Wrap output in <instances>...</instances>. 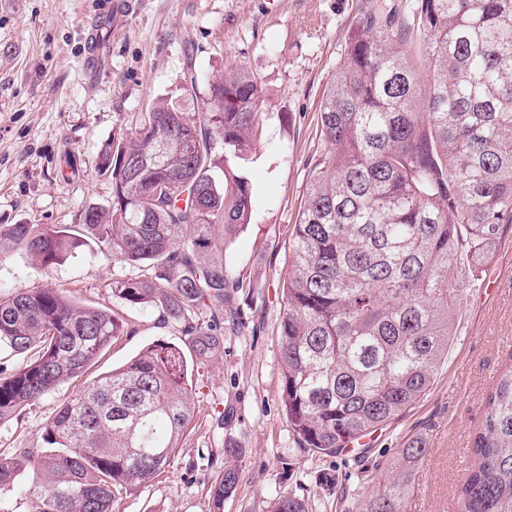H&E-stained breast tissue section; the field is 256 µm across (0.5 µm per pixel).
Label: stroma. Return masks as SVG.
I'll list each match as a JSON object with an SVG mask.
<instances>
[{
  "instance_id": "obj_1",
  "label": "stroma",
  "mask_w": 512,
  "mask_h": 512,
  "mask_svg": "<svg viewBox=\"0 0 512 512\" xmlns=\"http://www.w3.org/2000/svg\"><path fill=\"white\" fill-rule=\"evenodd\" d=\"M388 0H138L102 43L99 66H83L84 31L99 0H5L0 5V224L70 226L90 207L112 203L96 170L101 145L131 134L156 99L185 112L209 111L210 85L228 65L261 88L260 140L245 165L250 224L227 246L226 263L249 290L245 326L224 328L209 361L189 359L198 414L165 472L116 495L114 512H210L209 488L224 467V443L242 446L239 482L224 512H269L279 495L304 496L308 512H359L398 448L426 438L406 512H456L454 493L472 463L469 448L495 376L512 361V228L486 267V288L465 287L457 332L430 392L364 446L329 456L299 448L281 404L277 337L280 280L307 178L320 149L323 91L358 19ZM200 79L184 88L186 56ZM76 174L58 175L64 158ZM86 239L49 271L19 251L0 259V299L18 288L53 286L129 324L82 378L61 384L21 420L0 424V455L42 445L40 429L97 376L149 345L180 344L177 324L150 306L112 295V282L137 276Z\"/></svg>"
}]
</instances>
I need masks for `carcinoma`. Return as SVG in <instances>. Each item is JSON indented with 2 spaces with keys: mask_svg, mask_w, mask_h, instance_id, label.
I'll return each mask as SVG.
<instances>
[{
  "mask_svg": "<svg viewBox=\"0 0 512 512\" xmlns=\"http://www.w3.org/2000/svg\"><path fill=\"white\" fill-rule=\"evenodd\" d=\"M224 111L190 115L157 100L131 138L97 155L112 205L75 228L0 226V258L23 251L47 271L86 237L151 275L117 279L112 296L154 306L182 327L183 346L156 343L100 375L42 427L43 448L0 457V492L32 472L36 512H112L114 493L170 465L196 416L183 349L205 360L224 324L240 327L243 291L224 248L250 223L243 164L262 112L249 73L211 84ZM156 129L155 145L143 136ZM323 152L293 224L278 327L281 402L298 445L335 454L382 429L431 389L456 335L459 283L489 264L512 224V0H409L403 16L360 17L320 106ZM198 147L187 154L185 132ZM127 324L58 288L0 300V423L80 378ZM475 434L457 512H512V363L497 374ZM424 437L397 449L360 512H404ZM243 448L224 444L211 512L238 486ZM288 491L271 512H306Z\"/></svg>",
  "mask_w": 512,
  "mask_h": 512,
  "instance_id": "obj_1",
  "label": "carcinoma"
}]
</instances>
